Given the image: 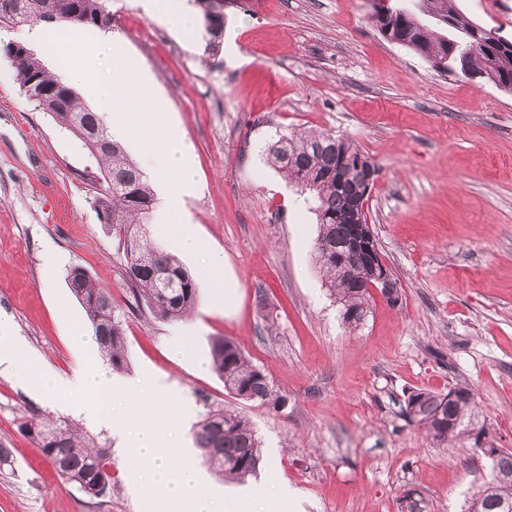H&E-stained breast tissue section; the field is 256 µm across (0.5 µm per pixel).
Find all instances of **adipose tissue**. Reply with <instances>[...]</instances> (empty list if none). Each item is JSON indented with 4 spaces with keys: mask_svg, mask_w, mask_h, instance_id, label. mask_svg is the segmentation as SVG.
<instances>
[{
    "mask_svg": "<svg viewBox=\"0 0 512 512\" xmlns=\"http://www.w3.org/2000/svg\"><path fill=\"white\" fill-rule=\"evenodd\" d=\"M112 77H100V58L97 45L86 47L87 62L67 70L71 83L92 86L99 109L111 112V134L118 139L134 142L144 154L148 175L159 185L166 214L183 218L185 196L194 189L197 176L188 165L189 144L175 127H163L166 111L164 99L154 92L149 76L126 61L120 42L109 44ZM165 128L166 143H153L158 128Z\"/></svg>",
    "mask_w": 512,
    "mask_h": 512,
    "instance_id": "ef3b65f1",
    "label": "adipose tissue"
}]
</instances>
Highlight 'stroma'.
Returning <instances> with one entry per match:
<instances>
[{
	"instance_id": "35a3bbf8",
	"label": "stroma",
	"mask_w": 512,
	"mask_h": 512,
	"mask_svg": "<svg viewBox=\"0 0 512 512\" xmlns=\"http://www.w3.org/2000/svg\"><path fill=\"white\" fill-rule=\"evenodd\" d=\"M512 36V0H458ZM112 26L85 40L121 39L169 101L192 145L199 189L187 221L153 212L147 234L167 252L189 233L224 254L233 306L199 285L194 315L160 321L129 308L117 240L92 201L94 165L81 142L25 97L0 55V320L48 369L101 362L71 334L86 313L68 286L84 268L112 297L125 332V377L152 371L201 420L242 412L262 461L256 490L288 483L291 512H400L407 490L428 512H463L489 474L474 450L435 448L402 414L416 389L472 388L497 447L512 451V92L438 73L371 24L372 0H224L220 51L201 28L171 29L138 0H108ZM329 132L378 166L366 211L401 300L372 292L357 328L343 324L314 260L313 201L264 160L276 132ZM63 258L48 270L46 256ZM237 342L287 405L233 398L208 368L210 341ZM184 346L186 354L173 350ZM65 419L112 460L101 503L66 482L19 432L33 418ZM115 433L90 423L74 398L51 403L0 372V512H142Z\"/></svg>"
}]
</instances>
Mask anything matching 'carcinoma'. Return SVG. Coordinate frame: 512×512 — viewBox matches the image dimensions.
<instances>
[{"instance_id":"carcinoma-1","label":"carcinoma","mask_w":512,"mask_h":512,"mask_svg":"<svg viewBox=\"0 0 512 512\" xmlns=\"http://www.w3.org/2000/svg\"><path fill=\"white\" fill-rule=\"evenodd\" d=\"M28 6V25L56 24L65 31L97 24L108 12L107 0H57L60 13L54 15L41 7V0H23ZM206 26L205 52L212 56L220 48L218 34L224 31V14L217 0H194ZM392 36L399 45L413 51L434 70L441 71L457 44L472 45L469 66L459 70L466 78L485 72L484 81L512 86V48L487 45L471 39L477 21L455 7L453 0H407L393 8L390 20ZM17 83L25 86L36 79L43 88L56 89L53 95L35 102L60 127L72 130L75 118L83 125L98 128L107 141L106 148L88 151L96 162L94 178L106 184L104 192L93 199V207L103 224L112 225L118 236L117 255L124 268L133 304L147 309L156 319L179 321L196 309L199 286L196 278L172 254L135 227L147 223L155 203L154 192L123 146L112 138L97 113L91 111L76 91L67 94L63 85L46 70L33 50H28L14 67ZM370 161L356 145L327 132H285L267 147L266 157L283 177L303 193L313 197V211L319 231L315 259L325 277L327 292L341 308L342 321L349 327L361 325L369 312L370 293L365 287L367 268L361 257L336 264V255L326 256L322 246L345 242L353 231L349 224L351 201L364 192L371 171L354 167L346 186L336 184V166L341 154ZM69 287L82 304L92 324L102 356L112 368L125 364V338L121 321L112 310L110 293L98 286L79 267L68 275ZM212 370L224 381V389L242 402L268 405L275 410L286 400L274 393L266 375L252 365L240 346L215 338L210 343ZM455 400L448 394L413 391L404 401L403 415L417 424L429 444L435 448L450 445L476 448L479 435L493 439L490 428L480 420L475 392L467 386L456 389ZM20 432L34 440L50 459L61 477L90 498L112 496V461L106 448L96 446L75 425L66 420L25 422ZM201 456L215 473L229 482H243L256 473L261 446L249 420L234 409L209 410L197 422L193 433ZM490 475L467 500L465 512H512V451L500 449L489 459Z\"/></svg>"}]
</instances>
